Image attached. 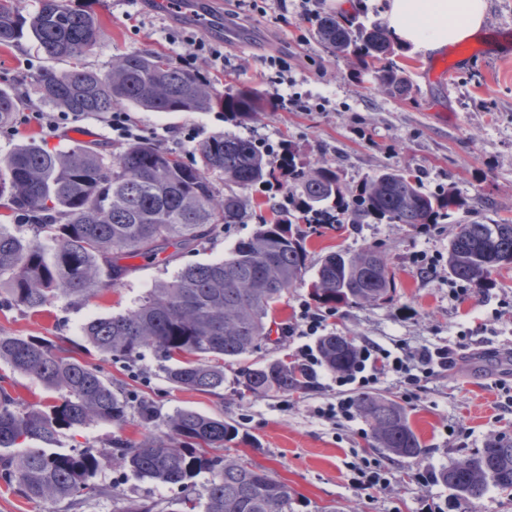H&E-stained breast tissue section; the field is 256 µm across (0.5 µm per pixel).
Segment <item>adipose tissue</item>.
<instances>
[{
    "instance_id": "ef3b65f1",
    "label": "adipose tissue",
    "mask_w": 512,
    "mask_h": 512,
    "mask_svg": "<svg viewBox=\"0 0 512 512\" xmlns=\"http://www.w3.org/2000/svg\"><path fill=\"white\" fill-rule=\"evenodd\" d=\"M486 12L487 0H387L384 17L399 44L427 51L466 42Z\"/></svg>"
}]
</instances>
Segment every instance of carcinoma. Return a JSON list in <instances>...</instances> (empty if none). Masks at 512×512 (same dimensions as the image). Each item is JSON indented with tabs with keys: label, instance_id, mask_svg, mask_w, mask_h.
Instances as JSON below:
<instances>
[{
	"label": "carcinoma",
	"instance_id": "1",
	"mask_svg": "<svg viewBox=\"0 0 512 512\" xmlns=\"http://www.w3.org/2000/svg\"><path fill=\"white\" fill-rule=\"evenodd\" d=\"M101 33L98 16L69 0H40L24 17L11 0H0V45L29 35L50 59L75 58L93 47ZM316 40L330 53L352 56L371 69L379 87L400 100L411 84L392 59L387 29L377 23L324 14L316 19ZM40 101L63 112L103 118L128 104L148 112H264L263 95L240 89L219 92L195 71L148 51H131L104 71L45 69L36 78ZM24 99L0 90V127L11 123ZM185 162L147 140L118 152L102 144L77 143L50 150L37 141L17 145L0 162V199L27 219L28 231L0 224V287L11 306L38 312L56 300L86 301L109 292L137 267V257L165 261L195 251L224 226L243 221L246 208L225 182L247 189L275 179V168L256 142L219 133ZM288 180L300 188L302 212L347 209L352 220L371 218L417 228L437 224L465 201L447 192L424 191L400 170L382 172L348 187L331 164L305 169L288 154ZM307 235L283 216L240 240L229 256L182 267L151 289L125 313L94 319L83 335L104 359L134 360L145 349L160 362L166 381L181 389L218 395L224 364L247 359L271 335L273 315L288 290L304 280ZM173 252H168V249ZM512 265V221L459 224L448 248L449 273L474 288L492 286V274ZM398 284L381 256L337 251L319 264L312 297L323 305L385 303ZM330 371L348 369L355 346L331 334L318 344ZM57 393L47 405L13 394L0 375V480L32 502H64L80 509L91 499L112 497V485L95 482L118 464L140 479L181 486L182 496L161 506L145 498L128 512H293L297 493L260 468L217 454L236 443L238 429L224 415L179 409L164 418L154 403L135 399L112 385L101 366L77 357L65 345L41 336L0 333V363ZM313 371L276 359L237 368L233 384L241 393L304 394ZM355 405L370 422L375 447L416 457L422 446L404 409L392 400L363 393ZM144 428L139 440L116 437L99 451L59 450L64 431L94 423L119 428L130 420ZM22 443L28 447L16 449ZM208 474L202 491L196 478ZM439 479L467 504L493 486L512 491V439L494 438L466 466L454 464Z\"/></svg>",
	"mask_w": 512,
	"mask_h": 512
}]
</instances>
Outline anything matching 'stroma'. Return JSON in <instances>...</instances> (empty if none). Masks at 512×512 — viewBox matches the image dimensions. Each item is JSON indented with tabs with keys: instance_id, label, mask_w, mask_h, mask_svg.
<instances>
[{
	"instance_id": "obj_1",
	"label": "stroma",
	"mask_w": 512,
	"mask_h": 512,
	"mask_svg": "<svg viewBox=\"0 0 512 512\" xmlns=\"http://www.w3.org/2000/svg\"><path fill=\"white\" fill-rule=\"evenodd\" d=\"M487 2L484 24L465 48L416 52L396 46L393 59L413 84L412 98L401 101L380 89L373 72L361 69L355 59L323 49L313 37L314 22L299 14L294 0H285L273 22L243 11L235 0H220L215 11L224 21L228 62L212 77L217 89L266 92L260 77L262 60L276 53L290 63L300 92L329 99V109H269L241 120L227 119L220 112L136 113L142 137L188 160L196 146L173 130L193 124L204 139L224 132L273 147L287 145L297 162L309 168L335 163L350 186L386 168L402 169L417 176L423 190L444 189L469 202L426 234L404 224L368 219L323 228L307 238L310 268H317L329 252L370 248L384 257L398 283L387 303L320 307L323 335L347 336L358 345L369 341L394 351L445 344L461 329L472 331L466 355L452 368L424 378L416 398L405 399V388L393 375L372 385V393L400 403L423 448L416 458L384 453L395 476L385 488L360 491L352 482L354 453L374 445L368 422L360 416L351 422L329 420L318 413L336 400L332 372L318 369L317 386L301 395H244L228 383L216 397L172 386L151 351L130 363L105 362L96 351L84 352L85 360L102 364L115 385L152 399L161 415L181 408L223 414L243 437L231 455L288 483L298 494L294 512H323L330 505L338 512H422L429 496L445 502L444 512H512V493L492 488L467 508L442 483L424 486L415 478L420 470L438 472L471 457L490 439L512 438V401L506 396L512 390V267L494 273L493 286L469 298L460 301L448 295V244L455 225L512 219V61L480 55L493 33L512 31V0ZM73 5L96 12L102 25L98 43L81 60L86 68L106 70L116 57L139 49L172 60L187 53L186 47L169 46L165 37L171 28L188 25V18L161 13L152 0H73ZM462 50L472 53L471 63L453 69ZM436 65L449 68L439 82L428 78ZM48 67L62 73L71 64L48 60L27 37L0 47V89L25 95L29 108H40L34 79ZM241 195L248 203L244 222L225 228L199 252L168 264L146 261L111 291L79 304L61 299L41 312L2 304L0 332L80 340L81 328L89 320L126 312L158 282L171 279L180 265L224 258L238 240L273 219L272 193L255 186ZM420 251L437 257L435 268L424 274L412 261ZM505 301L510 304L506 310L501 307ZM141 433L134 425L121 430L99 423L68 431L63 445L101 449L112 436L137 439ZM98 479L111 484L112 497L82 512H123L133 500L151 497L166 502L181 494L179 487L136 478L118 466Z\"/></svg>"
}]
</instances>
